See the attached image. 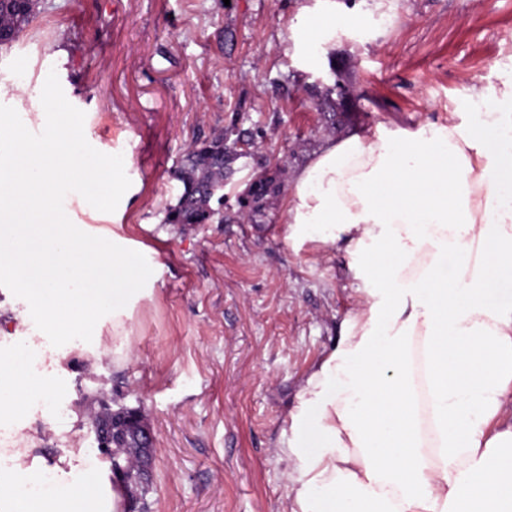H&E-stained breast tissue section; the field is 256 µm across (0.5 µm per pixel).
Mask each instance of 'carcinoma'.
Instances as JSON below:
<instances>
[{"mask_svg":"<svg viewBox=\"0 0 512 512\" xmlns=\"http://www.w3.org/2000/svg\"><path fill=\"white\" fill-rule=\"evenodd\" d=\"M38 12L37 5L25 0H0V46H8L19 37L23 29L32 21ZM254 141V132L250 129L232 125L225 130V135L213 134L209 139L196 141L189 146L182 158L178 181L183 190L177 204L166 209L164 223L211 224L243 223L253 221L262 214L267 198L279 189L280 169L274 175L259 173L253 176L250 183L249 196L239 201L236 212L223 215L213 207V202L220 198L224 191V182L233 174V164L243 156L238 146L249 145ZM138 435L132 431L128 434L124 447L115 448L109 456L110 463L126 467L121 477L129 491L147 495V491H138L135 474L128 466L131 451L137 447Z\"/></svg>","mask_w":512,"mask_h":512,"instance_id":"cac0c4a2","label":"carcinoma"}]
</instances>
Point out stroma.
<instances>
[{
	"label": "stroma",
	"instance_id": "35a3bbf8",
	"mask_svg": "<svg viewBox=\"0 0 512 512\" xmlns=\"http://www.w3.org/2000/svg\"><path fill=\"white\" fill-rule=\"evenodd\" d=\"M357 26L313 44L309 77L284 38L315 0H41L17 42L0 48V114L21 136L68 131L76 153L110 168L101 210L71 197V234L113 238L138 256L149 295L133 297L130 360L112 366V313L84 348L51 337L40 379L55 411L29 403L0 451L33 447L38 470L65 449L97 453L87 412L108 399L135 409L154 437L148 512H284L287 464L276 444L310 369L337 344L353 306L346 255L293 251L282 236V195L245 224L165 223L181 185L173 171L196 140L231 122L259 130L224 188L232 213L253 174L296 171L320 145L353 130L413 129L447 119L475 90L512 71V0H340ZM351 108L322 109L337 71ZM121 167H114V160ZM16 274H0V363L30 330Z\"/></svg>",
	"mask_w": 512,
	"mask_h": 512
}]
</instances>
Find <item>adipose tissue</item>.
<instances>
[{"mask_svg":"<svg viewBox=\"0 0 512 512\" xmlns=\"http://www.w3.org/2000/svg\"><path fill=\"white\" fill-rule=\"evenodd\" d=\"M0 268L20 270L50 331L97 335L112 306V365L133 334L130 257L74 244L56 198L101 205L97 160L0 123ZM294 249L343 244L355 306L314 365L277 448L289 512H512V73L416 130L327 139L283 197ZM31 451L0 470V512H127L93 467L66 490L20 488Z\"/></svg>","mask_w":512,"mask_h":512,"instance_id":"adipose-tissue-1","label":"adipose tissue"}]
</instances>
